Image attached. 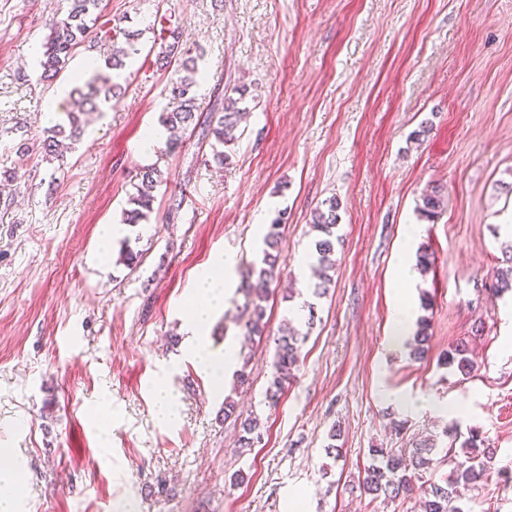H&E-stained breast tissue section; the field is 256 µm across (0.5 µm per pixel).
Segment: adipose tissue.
Masks as SVG:
<instances>
[{"instance_id":"obj_1","label":"adipose tissue","mask_w":512,"mask_h":512,"mask_svg":"<svg viewBox=\"0 0 512 512\" xmlns=\"http://www.w3.org/2000/svg\"><path fill=\"white\" fill-rule=\"evenodd\" d=\"M224 278L207 272L201 275L196 282V314L190 324L191 336L190 352L197 358L204 368L217 377L223 376L236 362V351L233 347H225L224 351L213 352L207 349L203 329L214 309L221 306L224 301Z\"/></svg>"}]
</instances>
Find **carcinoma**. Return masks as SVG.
<instances>
[{"label": "carcinoma", "mask_w": 512, "mask_h": 512, "mask_svg": "<svg viewBox=\"0 0 512 512\" xmlns=\"http://www.w3.org/2000/svg\"><path fill=\"white\" fill-rule=\"evenodd\" d=\"M70 9L65 17L52 24L47 40L38 52V64L41 70L40 80L53 81L66 67L73 48L84 42L92 29L98 30L99 39L113 43L111 55L105 60L109 72L99 69L84 71L71 90V95L78 96V112L65 113L66 120L57 122L52 129V135L41 143V149L46 158L63 156L66 141H77L84 133V124L80 114L84 112H104L111 106L112 100L119 97L122 81L126 80L127 61L139 54L137 47L138 33L131 30L112 31L110 21L98 23L101 14V0H69ZM171 42L166 44L164 51L157 55L156 66L167 68L173 62H180L185 75L172 85L170 90L175 106L172 110L160 115V125L169 133L188 129L195 120L197 112L198 73L197 61L193 57H183L180 35L177 30L169 31ZM243 97L234 88L232 93L224 96V107L217 118L216 126L209 129L216 143L224 146L234 141V131L238 127L242 108L239 103ZM135 193L128 199L131 208L124 211L123 221L126 224H138L146 220L152 211L155 199L154 192L162 183V173L155 166L139 169L134 176ZM443 204L442 189L433 187L421 197L418 212L430 219L437 214ZM327 209H319L314 214L312 229L319 233L314 241L313 257L317 273V282L312 285V295H325L336 270L335 246L339 226L338 209L340 204L336 198L325 201ZM282 224L277 218L263 237L260 266H252L250 277L254 282L246 288L247 309L250 315L245 322V329L250 336H261L265 329L266 306L271 291V285L280 278L281 235L278 226ZM507 267H499L493 274L491 288L497 294L512 292V244L503 247ZM429 318L422 316L417 320V330L413 339L412 355L415 358L424 357L429 349L430 341ZM305 339L299 330L290 327L277 338L274 353L272 381L268 388L267 398L273 400L281 395L286 384L293 377V370L300 360V344ZM441 364L454 368L462 376L467 377L476 369L469 357V343L459 341L453 344ZM224 418L232 416L240 420V448H251L260 439L256 434L259 428V418L254 414L247 416L236 413L235 402L224 398ZM450 440L449 447L440 448L433 439H424L412 448H371L368 455L371 464L365 470L363 489L365 493L375 497L384 496L391 500L410 495L415 482L427 475H432L437 465L447 456L456 455L455 447H460L461 458L455 460V466L450 477L438 483L431 481L425 486L421 500L420 512H463L457 505V487L477 485L488 479L495 471L497 449L491 446L488 438L476 429L471 428L467 437H461L455 429L446 431Z\"/></svg>", "instance_id": "1"}]
</instances>
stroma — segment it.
<instances>
[{"label": "stroma", "instance_id": "stroma-1", "mask_svg": "<svg viewBox=\"0 0 512 512\" xmlns=\"http://www.w3.org/2000/svg\"><path fill=\"white\" fill-rule=\"evenodd\" d=\"M112 26L138 31L111 109L48 161L41 142L72 97L58 98L108 43L79 44L56 85L37 51L66 0H0V449L22 463L28 512H418L417 496L361 493L372 448H408L445 429L480 428L498 472L465 493L467 512H512V297L486 287L512 239V0H103ZM178 29L198 63L196 128L175 150H142L171 101L178 65L154 61ZM247 89L248 113L212 160L224 93ZM421 142H413L416 131ZM158 165L153 212L123 223L133 176ZM442 186L438 215L421 195ZM340 203L336 271L313 297L307 264L316 208ZM283 274L262 338L243 324L246 274L277 216ZM421 224L415 240L409 225ZM130 245L137 266L120 263ZM429 296L430 350L410 358L392 332L398 263ZM238 260L204 331L233 344L247 381L221 386L186 350L197 276ZM308 330L276 405L265 400L274 338ZM482 334H474V326ZM468 339L478 369L440 366ZM163 383L178 418L160 423ZM257 413L260 442L240 451L225 397ZM336 441H329L332 427ZM337 454H329V445ZM242 483H232L235 473Z\"/></svg>", "mask_w": 512, "mask_h": 512}]
</instances>
